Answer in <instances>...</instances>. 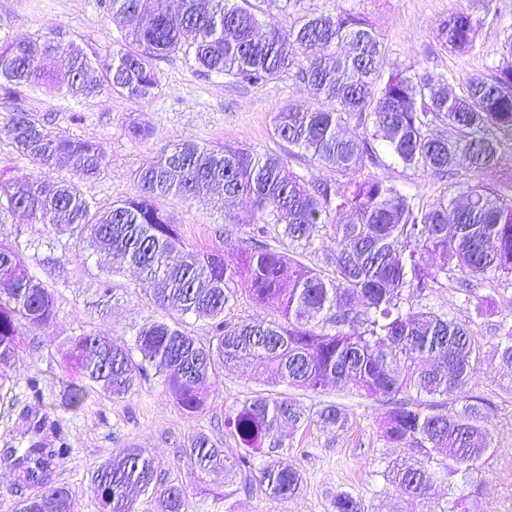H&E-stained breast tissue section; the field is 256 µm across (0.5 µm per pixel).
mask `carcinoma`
<instances>
[{
	"label": "carcinoma",
	"mask_w": 512,
	"mask_h": 512,
	"mask_svg": "<svg viewBox=\"0 0 512 512\" xmlns=\"http://www.w3.org/2000/svg\"><path fill=\"white\" fill-rule=\"evenodd\" d=\"M304 0H270L290 9L289 26L271 13L257 14L249 0H102L123 22L120 48L99 64L73 47L56 53L52 33L0 44V99L16 100L28 88L50 85L85 98L114 95L149 103L160 87L158 63L182 55L206 75L239 85L261 86L287 73L304 85L318 107L290 104L275 113L274 135L320 166L355 177L310 184L289 168L285 156L226 147L211 151L192 139L164 147L134 173L139 194L94 210L75 184L40 175L68 170L81 179L105 167L101 146L60 138L49 119L14 109L0 114V141L8 140L39 174L0 180V215L21 212L53 224L62 215L78 238L118 261L99 279L100 297L112 295V276L133 267L152 288L150 302L162 310L192 314L211 324L206 344L176 321L151 320L135 334L132 349L110 336L88 333L67 340L65 360L75 376L65 387L66 404L83 403L86 387L98 386L120 399L152 368L180 410L203 412L218 370L246 364L273 382L314 393L333 382L389 401L381 424L384 441L409 448L414 462L394 463L386 488L420 500L436 478L442 457L446 475L461 481L479 474L494 451L481 425L485 407L459 410L414 397L464 392L480 364L470 329L434 311L411 312L403 293L421 297L440 284L439 275L458 271L469 278L512 273V195L483 185L467 187L464 201L440 195L423 206L395 184L370 171L381 165L375 142L404 167L440 179L454 178L458 154L474 172L496 167L512 147V41L487 77L458 79L419 73L414 66L385 70L379 33L366 16L352 11L317 14ZM476 28L459 9L440 21L437 40L461 52L475 48ZM355 123L360 132L342 135ZM203 186L250 205L246 237L224 236V248L189 249L178 225L158 206L167 196L189 199ZM287 243L280 250L271 242ZM320 256L308 264L305 254ZM443 263L432 271L427 258ZM258 304L273 303L280 318L232 322L224 312L237 302L239 283ZM56 318L51 294L29 274L18 250L0 241V365L16 356L26 325L50 326ZM500 364L512 371V323L502 324ZM342 431L345 410L321 404L306 414L288 397L258 393L224 414V427L242 452L228 456L208 436L191 439L183 454L201 476L224 480V499L235 486L258 485L286 499L303 482L301 473L275 455L281 431L307 423ZM265 450L256 466L254 453ZM70 448H28L16 463L17 486L37 491L22 496L14 512H75L70 490L52 481L49 460ZM100 512H141L130 492L164 501L167 512H189L182 484L158 475L145 448H120L91 474ZM335 512H363L349 493L333 501Z\"/></svg>",
	"instance_id": "cac0c4a2"
}]
</instances>
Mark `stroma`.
<instances>
[{
  "label": "stroma",
  "mask_w": 512,
  "mask_h": 512,
  "mask_svg": "<svg viewBox=\"0 0 512 512\" xmlns=\"http://www.w3.org/2000/svg\"><path fill=\"white\" fill-rule=\"evenodd\" d=\"M304 5L319 13L351 10L367 16L384 42L388 69L410 64L434 74L485 77L497 64L504 40L512 36V0H305ZM460 7L477 25L476 48L469 53L440 47L435 39L439 20ZM45 32L53 34L60 50L77 46L93 59L118 49L121 37L119 22L99 0H0L1 40ZM159 67L161 91L147 104L119 97L76 99L62 90L36 88L14 104L0 100V113L18 106L50 117L52 131L61 137L99 143L107 161L102 174L78 183L98 209L136 195L135 170L181 139L215 150L241 147L289 155L287 143L273 133V117L282 107L309 99L292 77L249 87L201 75L180 56L161 60ZM131 120L149 130L147 140L134 142L126 136ZM377 173L425 204L445 189L444 182L389 157ZM159 204L179 224L184 242L197 250L223 247L225 230L236 235L242 231L239 223L225 226L206 191L187 200L166 197ZM0 240L17 246L28 272L46 284L56 311L53 326L25 328L11 365L0 368V512L13 510L15 463L34 441L48 448L68 444L69 455L52 460L51 478L69 488L79 512H98L89 476L120 448L148 449L158 473L182 480L193 512H224L223 488L191 478L190 462L181 450L202 432L221 443L226 454H235L238 447L224 427L225 412L253 394L284 390L267 376L226 368L209 392L204 413L190 416L151 373L123 399L92 389L82 406H67L63 391L72 373L64 361L65 338L94 332L129 345L137 325L161 318L163 312L149 303L148 283L131 268L113 276L112 297L99 302L94 288L109 259L84 249L67 225L6 214L0 216ZM459 279V274L449 275L443 287L410 298L407 306L468 323L481 350L480 371L465 394L448 397L447 403L458 408L473 395L488 403L483 424L498 449L484 462L481 482L472 489L473 505L476 512H512V377L500 367L496 352L499 326L512 315V275L474 278L465 290ZM32 379L38 381V390L30 389ZM284 392L304 410L321 402L342 406L349 414L348 426L334 433L312 424L286 439L280 455L301 471L299 492L281 500L255 487L235 495V512H333L340 492L361 500L364 512H425L426 507L446 504L450 490L444 477L433 484L425 502L385 489V468L410 455L408 449L389 447L380 436L388 402L333 386L320 393L293 387Z\"/></svg>",
  "instance_id": "obj_1"
}]
</instances>
